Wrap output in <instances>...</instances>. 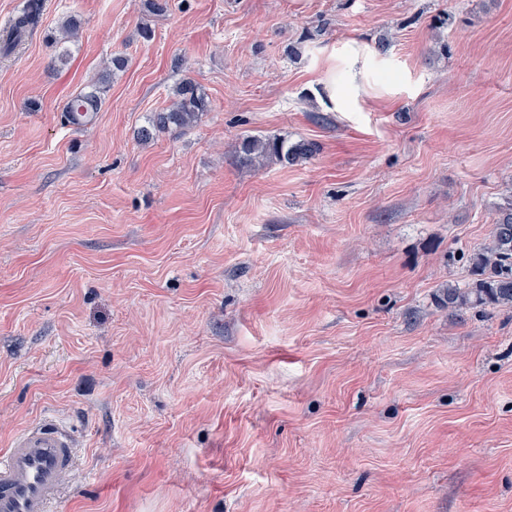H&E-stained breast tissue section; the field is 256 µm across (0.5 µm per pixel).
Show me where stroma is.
<instances>
[{"instance_id":"35a3bbf8","label":"stroma","mask_w":512,"mask_h":512,"mask_svg":"<svg viewBox=\"0 0 512 512\" xmlns=\"http://www.w3.org/2000/svg\"><path fill=\"white\" fill-rule=\"evenodd\" d=\"M185 77L208 112L139 140ZM510 184L512 0H41L0 55V450L68 424L56 512H512V308L436 302ZM105 85V80L93 82L73 96L68 101L64 109L68 118L71 112L78 110L79 108H85L88 112H98L106 92ZM316 146L309 142H298L288 146L287 140L246 137L239 145V159L245 166H260L270 158L280 163L294 164L313 156Z\"/></svg>"}]
</instances>
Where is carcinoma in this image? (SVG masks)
<instances>
[{"mask_svg":"<svg viewBox=\"0 0 512 512\" xmlns=\"http://www.w3.org/2000/svg\"><path fill=\"white\" fill-rule=\"evenodd\" d=\"M39 14L38 0H29L23 12L13 20L9 34L0 41V52L11 50L36 25ZM105 92V81L93 82L68 101L64 112L69 114L79 108L96 112ZM208 109L205 92L192 79L184 78L173 89L170 104L151 115L149 125L140 130V136L147 141L156 131L192 127ZM315 152L316 146L312 143L290 145L282 139L246 137L239 145V159L245 166H260L270 158L294 164L312 157ZM469 264L471 280L463 288L449 285L443 289L438 295L440 306L456 311L471 306L512 308V190H504L502 203L496 206L489 237L470 253Z\"/></svg>","mask_w":512,"mask_h":512,"instance_id":"cac0c4a2","label":"carcinoma"}]
</instances>
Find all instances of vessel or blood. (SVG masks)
Returning a JSON list of instances; mask_svg holds the SVG:
<instances>
[{
	"label": "vessel or blood",
	"instance_id": "obj_1",
	"mask_svg": "<svg viewBox=\"0 0 512 512\" xmlns=\"http://www.w3.org/2000/svg\"><path fill=\"white\" fill-rule=\"evenodd\" d=\"M75 448L70 429L51 417L18 432L0 451V512H51Z\"/></svg>",
	"mask_w": 512,
	"mask_h": 512
}]
</instances>
